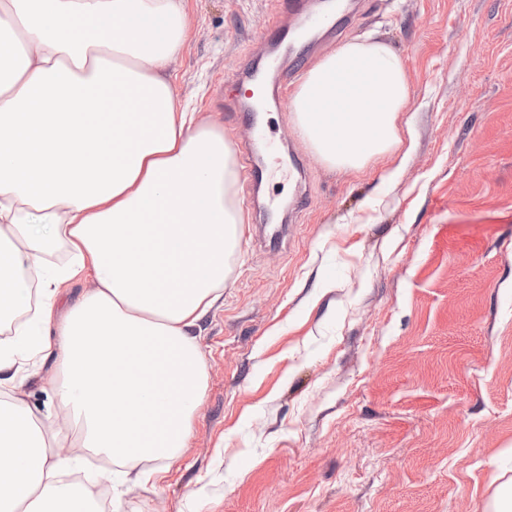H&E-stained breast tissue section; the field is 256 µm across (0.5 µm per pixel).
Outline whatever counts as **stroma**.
Listing matches in <instances>:
<instances>
[{"label":"stroma","instance_id":"stroma-1","mask_svg":"<svg viewBox=\"0 0 512 512\" xmlns=\"http://www.w3.org/2000/svg\"><path fill=\"white\" fill-rule=\"evenodd\" d=\"M274 0H185L180 96L255 155L269 232L246 217L202 322L206 391L179 459L120 512H495L512 488V0H385L352 36L411 87L414 149L323 167L286 103L233 117ZM308 204L297 209L299 194Z\"/></svg>","mask_w":512,"mask_h":512}]
</instances>
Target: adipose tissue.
Listing matches in <instances>:
<instances>
[{
	"label": "adipose tissue",
	"instance_id": "1",
	"mask_svg": "<svg viewBox=\"0 0 512 512\" xmlns=\"http://www.w3.org/2000/svg\"><path fill=\"white\" fill-rule=\"evenodd\" d=\"M185 26L182 0H0V32L24 51L0 81V322L39 299L0 341V512H92L59 478L82 453L117 461L112 485L143 487L146 461H172L190 436L201 322L243 218L223 129L170 80ZM410 102L393 49L355 37L303 73L288 110L321 164L359 174L406 160ZM59 247L66 262L49 265ZM42 371L77 430L67 459L23 398Z\"/></svg>",
	"mask_w": 512,
	"mask_h": 512
}]
</instances>
